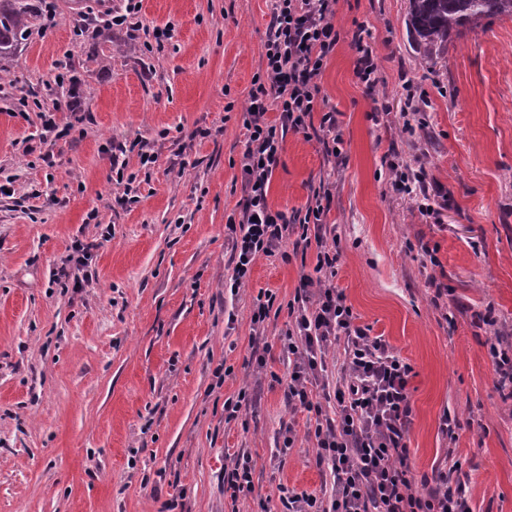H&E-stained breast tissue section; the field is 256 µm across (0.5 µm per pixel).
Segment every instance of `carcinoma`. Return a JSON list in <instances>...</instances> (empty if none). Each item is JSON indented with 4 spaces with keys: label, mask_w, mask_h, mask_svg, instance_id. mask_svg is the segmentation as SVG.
Wrapping results in <instances>:
<instances>
[{
    "label": "carcinoma",
    "mask_w": 512,
    "mask_h": 512,
    "mask_svg": "<svg viewBox=\"0 0 512 512\" xmlns=\"http://www.w3.org/2000/svg\"><path fill=\"white\" fill-rule=\"evenodd\" d=\"M406 25L424 52L433 55L452 33L477 28L481 21L512 16V0H409ZM53 0H0V62L16 57L46 15L57 11Z\"/></svg>",
    "instance_id": "carcinoma-1"
}]
</instances>
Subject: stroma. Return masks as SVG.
<instances>
[{
  "label": "stroma",
  "mask_w": 512,
  "mask_h": 512,
  "mask_svg": "<svg viewBox=\"0 0 512 512\" xmlns=\"http://www.w3.org/2000/svg\"><path fill=\"white\" fill-rule=\"evenodd\" d=\"M58 4L0 80V512H160L172 499L175 512H258L262 498L278 512L279 486L329 489L308 414L286 399L281 351L316 247L298 252L288 235L237 293L227 287L242 111L272 0H141L142 29L106 43L77 34L72 13L103 24L125 0ZM408 11L409 0H339L341 39L316 81V110L335 113L342 159L328 163L319 125L287 131L268 203L303 211L329 185L334 283L356 325L413 369L415 490L450 457L470 477L473 512H512V403L490 352L495 337L512 340V18L452 35L429 59L411 42ZM359 23L378 65L370 93L354 75ZM148 26L168 28L162 47ZM409 81L424 96L411 137ZM44 112L68 134L46 131ZM135 140L155 163L141 166ZM392 149L438 189V216L392 189ZM116 162L136 176L127 202ZM78 240L91 247V279L76 289L59 272ZM265 290L276 299L256 340L252 303ZM242 390L253 403L225 421V400ZM288 426L297 440L286 450ZM242 453L255 491L234 499L224 470Z\"/></svg>",
  "instance_id": "35a3bbf8"
}]
</instances>
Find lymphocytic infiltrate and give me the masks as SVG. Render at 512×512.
<instances>
[{
    "label": "lymphocytic infiltrate",
    "instance_id": "1",
    "mask_svg": "<svg viewBox=\"0 0 512 512\" xmlns=\"http://www.w3.org/2000/svg\"><path fill=\"white\" fill-rule=\"evenodd\" d=\"M338 0H275L267 31L264 73L256 77L242 115L247 142L242 158L244 200L238 219L229 220L235 265L231 290L249 278L255 261L275 253L290 228L301 241L315 240L316 264L302 275L292 326L283 351L292 366L286 397L315 417L316 462L333 476L330 494L280 487L281 512H473L459 461L437 470L424 495L413 488L407 428L411 405L410 364L382 337L355 326L352 309L333 283L339 253L328 244L323 218L331 193L321 187L305 214L289 215L268 204L269 179L278 164L287 131L306 129L316 104L315 80L341 39L336 27ZM276 105L278 121L266 118ZM399 193L415 196L431 211L423 170L397 159L387 162ZM344 339V360L336 382H329L326 356ZM323 386L322 397L313 389ZM333 402L326 411L324 402Z\"/></svg>",
    "mask_w": 512,
    "mask_h": 512
}]
</instances>
